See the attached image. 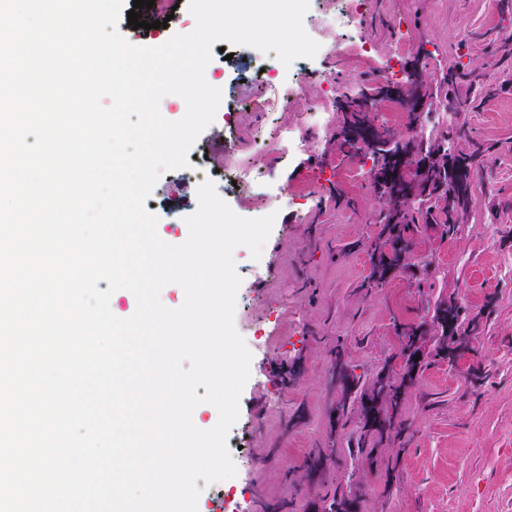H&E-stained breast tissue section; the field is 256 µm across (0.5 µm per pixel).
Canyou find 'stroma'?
<instances>
[{
	"label": "stroma",
	"instance_id": "35a3bbf8",
	"mask_svg": "<svg viewBox=\"0 0 512 512\" xmlns=\"http://www.w3.org/2000/svg\"><path fill=\"white\" fill-rule=\"evenodd\" d=\"M177 2L167 28L135 30L123 19L118 29L137 45L190 33L196 19L189 0ZM359 41L371 44V60L347 55ZM402 47L422 54L427 84L451 69L477 75L472 91L453 89L470 94L472 105L452 113L448 127L427 123L424 137L447 138L452 152L476 144L485 156L454 233L420 226L405 267L370 287L383 202L366 179L345 176L340 112L315 150L306 147L303 120L325 92L341 99L377 86V67ZM337 50L343 58L327 79L313 78L291 100L275 53L229 44L206 67L235 107L217 110L189 159L234 127L258 146L239 156L240 165L249 167L252 182L274 177L283 203L260 258L244 247L233 252L241 278L236 330L266 320L275 332L245 339L250 377L226 438L236 474L223 492L203 488L197 512H324L340 493L354 499L356 512H512V0H367L364 26L340 32ZM262 65L268 80L252 82ZM256 97L280 105L258 112ZM285 131L304 147L267 168L261 150ZM197 190L186 169L161 174L148 202L163 241L177 244L198 208ZM299 193L318 196L313 216L291 203ZM449 300L461 310L458 331L467 348L454 365L427 356L396 418L402 436L371 439L370 452L361 451L362 407L358 398L344 400L337 360L349 364L358 390L369 389L386 366L402 364L396 324L423 325L434 337V308ZM333 444L334 457L310 472L307 458Z\"/></svg>",
	"mask_w": 512,
	"mask_h": 512
}]
</instances>
